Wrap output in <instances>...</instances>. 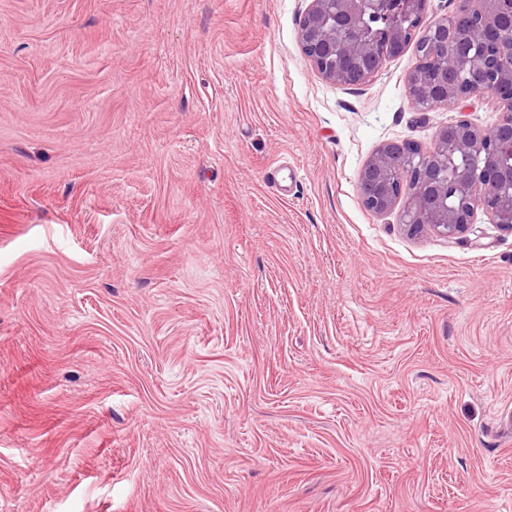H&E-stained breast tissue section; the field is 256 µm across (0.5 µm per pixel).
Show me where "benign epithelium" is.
I'll use <instances>...</instances> for the list:
<instances>
[{"mask_svg":"<svg viewBox=\"0 0 512 512\" xmlns=\"http://www.w3.org/2000/svg\"><path fill=\"white\" fill-rule=\"evenodd\" d=\"M429 2L310 0L299 20L301 50L325 80L357 85L421 36L433 52L408 76L414 107L430 110L484 95L500 99L506 111L486 132L459 120L442 127L429 148L412 142L379 147L359 185L368 210H398L411 236H457L479 210L512 232V0H480L476 10L423 30Z\"/></svg>","mask_w":512,"mask_h":512,"instance_id":"obj_1","label":"benign epithelium"}]
</instances>
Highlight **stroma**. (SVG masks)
I'll return each mask as SVG.
<instances>
[{"instance_id":"stroma-1","label":"stroma","mask_w":512,"mask_h":512,"mask_svg":"<svg viewBox=\"0 0 512 512\" xmlns=\"http://www.w3.org/2000/svg\"><path fill=\"white\" fill-rule=\"evenodd\" d=\"M307 5L0 0V512H512V233L359 186L503 105L323 80Z\"/></svg>"}]
</instances>
